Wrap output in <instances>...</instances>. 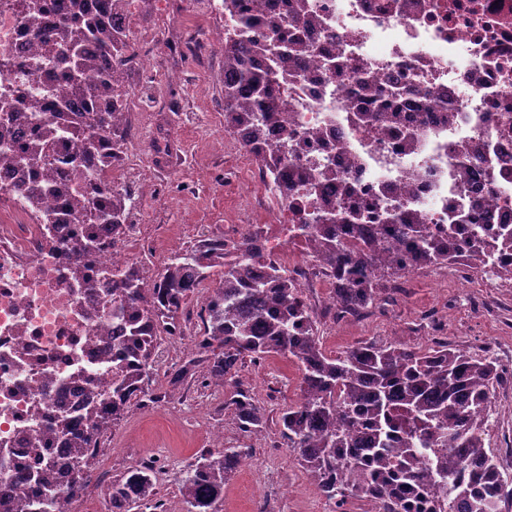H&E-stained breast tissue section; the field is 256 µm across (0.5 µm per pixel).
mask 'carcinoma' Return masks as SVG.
Segmentation results:
<instances>
[{"instance_id":"obj_1","label":"carcinoma","mask_w":512,"mask_h":512,"mask_svg":"<svg viewBox=\"0 0 512 512\" xmlns=\"http://www.w3.org/2000/svg\"><path fill=\"white\" fill-rule=\"evenodd\" d=\"M91 11L85 0L57 5L58 28L42 24L44 0H16L17 14L29 36L42 49L29 76L40 86L38 111H16L15 101L0 98V143L12 146L10 161L33 175L22 191L29 211L43 214L45 192L56 193L57 214L85 225L84 235L66 248L73 260L74 279L85 281L94 255L105 240L116 241L126 232L132 193L107 182H94L87 200L66 193L67 174L59 170L56 142L70 135L81 143L75 162L78 174L102 172L120 163V147L130 125L125 112V73L134 59L129 31L109 20L121 0H98ZM284 11L268 13L265 0H222L224 9V127L242 135L249 151L270 171L288 158L287 111L291 104L288 78L303 76L282 70L285 59L303 61L319 52L314 40L288 38V25L309 17V0H282ZM266 28L262 42L244 38V29ZM262 56L266 66L253 67ZM357 97L349 109L369 124L376 112L395 111V102L407 90L388 95L374 88V76L361 73ZM30 119L36 136L13 146V123ZM281 141L276 154L260 149L270 132ZM307 194L336 180L330 166L297 169ZM338 206L319 209L300 219L296 237L335 280V317L344 318L367 308L377 287L399 274L412 261L438 266L460 263L475 273L491 272L512 279V259L489 263L500 249H512V226L501 224L492 239L469 234L458 216L448 225V236L435 235L414 218L388 212L380 225L364 223V211L351 204V186H342ZM336 232H330V228ZM259 231L248 230L236 241L203 239L194 249L169 259L157 278L149 280L131 263L112 271V318L124 340L112 354V386L90 398L83 414L62 416L50 427L67 437V476L75 490L87 484V468L96 459L92 438L80 436L82 421L96 431L110 430L131 401L154 404L161 394L152 388L151 370L161 324H177L196 284L220 270L219 282L204 310L193 357L168 376L175 387L187 376L199 374L205 387L224 384L234 389L230 405L234 421L246 435L262 432L264 411L240 375L244 359L259 363L279 355L302 368L299 400L282 410L281 438L319 492L347 512L353 498H364L375 512H503L512 506V480L503 477L483 443V427L491 408V389L499 380L497 363L435 343L409 347L365 343L335 356L327 355L316 339V321L299 298L287 272L270 264L259 278L252 264L262 258ZM245 452L237 448L208 450L196 457L179 480L186 512H219L224 484ZM38 469H22L17 479L32 485L28 502L17 512H65L58 502L51 473L55 461L40 458ZM157 484L137 466L127 469L110 486L108 512H147L162 507Z\"/></svg>"}]
</instances>
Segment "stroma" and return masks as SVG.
I'll return each mask as SVG.
<instances>
[{
  "label": "stroma",
  "mask_w": 512,
  "mask_h": 512,
  "mask_svg": "<svg viewBox=\"0 0 512 512\" xmlns=\"http://www.w3.org/2000/svg\"><path fill=\"white\" fill-rule=\"evenodd\" d=\"M194 0H142L134 26H149L159 36L175 34L189 40L203 27L220 28L224 14L218 7L199 14ZM157 64L179 74L177 82L155 93L149 79L129 73L127 87L141 90L149 109L131 115L132 127L146 126L144 144L150 184L128 180L135 213L144 214L140 244L132 260L143 263L146 277L159 266L148 264L154 251L182 253L201 235L223 232L228 224H248L265 230L272 219L261 214L248 192L254 164L236 147L235 136L224 128V50L208 45L198 53L171 58L158 52ZM435 267L422 268L406 278L403 288L382 284L372 305L359 317L333 321L326 309L328 294L309 301L324 350L338 354L364 342L425 347L439 340L479 356L496 358L500 388L512 386V359L501 357L499 346L512 336V288L499 289L493 311L485 309V294L473 281L441 285ZM241 374L266 423L256 435L241 434L233 423L229 391L198 387L186 378L167 389L161 402L142 407L131 404L111 430L112 447L104 460L113 475L134 466L136 454L162 451L169 465L160 492L176 512L183 504L177 480L203 451L207 437L223 432L225 446L249 449L224 485L221 512H333L328 502L298 466L290 449L282 446L278 419L282 408L300 396L301 372L288 358L275 356L262 363L245 362Z\"/></svg>",
  "instance_id": "1"
}]
</instances>
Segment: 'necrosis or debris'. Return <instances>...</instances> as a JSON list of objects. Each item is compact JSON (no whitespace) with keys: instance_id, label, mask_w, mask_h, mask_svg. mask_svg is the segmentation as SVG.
<instances>
[{"instance_id":"1","label":"necrosis or debris","mask_w":512,"mask_h":512,"mask_svg":"<svg viewBox=\"0 0 512 512\" xmlns=\"http://www.w3.org/2000/svg\"><path fill=\"white\" fill-rule=\"evenodd\" d=\"M322 54L288 90L293 151L280 172L288 196L305 202L291 176L328 165L369 207L413 213L431 231L458 211L471 225L512 224V0H310ZM345 62L328 74L329 54ZM40 49L14 11L0 7V97L38 99L25 67ZM379 90L410 96L399 113L359 123L346 104L361 71ZM416 131L415 147L404 143ZM24 175L0 164V512L28 497L17 469L36 466L27 435L57 416L79 414L91 387L112 384V287L74 281L65 249L77 224H44L26 208Z\"/></svg>"}]
</instances>
